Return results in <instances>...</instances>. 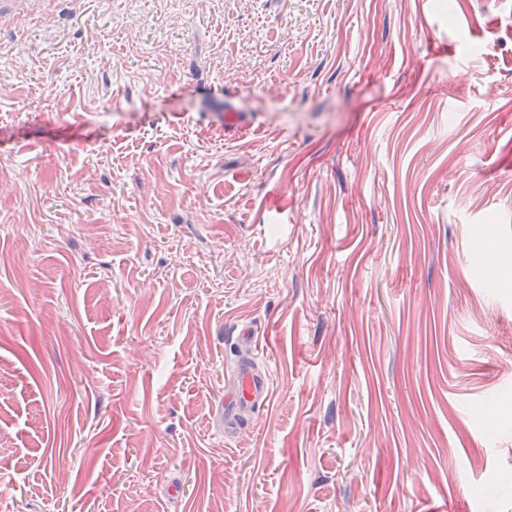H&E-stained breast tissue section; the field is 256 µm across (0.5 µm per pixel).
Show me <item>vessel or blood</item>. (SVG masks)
<instances>
[{"label": "vessel or blood", "instance_id": "obj_1", "mask_svg": "<svg viewBox=\"0 0 512 512\" xmlns=\"http://www.w3.org/2000/svg\"><path fill=\"white\" fill-rule=\"evenodd\" d=\"M238 347L247 351L234 366L231 380L224 386V400L217 417L225 438H233L245 424L247 414L260 411L270 397V379L266 370L257 366L253 357L259 340L252 328H244L237 338Z\"/></svg>", "mask_w": 512, "mask_h": 512}]
</instances>
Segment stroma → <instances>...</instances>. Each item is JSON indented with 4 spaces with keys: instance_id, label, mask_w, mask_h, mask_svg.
I'll return each mask as SVG.
<instances>
[{
    "instance_id": "stroma-1",
    "label": "stroma",
    "mask_w": 512,
    "mask_h": 512,
    "mask_svg": "<svg viewBox=\"0 0 512 512\" xmlns=\"http://www.w3.org/2000/svg\"><path fill=\"white\" fill-rule=\"evenodd\" d=\"M29 3L0 512H512V0ZM236 345L249 350L239 357L231 380L224 385V402L220 403L217 418L225 439H232L245 425L246 415L258 412L270 397L268 372L257 366L254 353L259 347L258 336L251 327L242 330Z\"/></svg>"
}]
</instances>
